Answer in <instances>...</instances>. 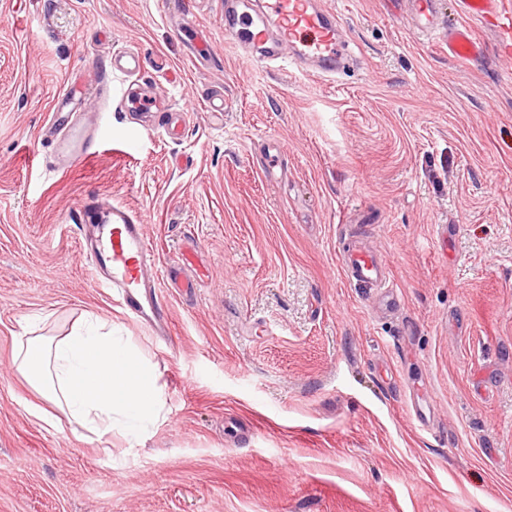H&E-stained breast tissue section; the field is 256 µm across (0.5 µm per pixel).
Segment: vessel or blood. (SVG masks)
Instances as JSON below:
<instances>
[{
	"instance_id": "b4317fda",
	"label": "vessel or blood",
	"mask_w": 512,
	"mask_h": 512,
	"mask_svg": "<svg viewBox=\"0 0 512 512\" xmlns=\"http://www.w3.org/2000/svg\"><path fill=\"white\" fill-rule=\"evenodd\" d=\"M464 15L481 20L499 33V51L512 54V0H460ZM248 0H226L224 36L240 46L260 48L259 63L274 66L288 61L295 68L317 62L321 73H335L342 60L338 42L340 23L315 8L314 0H267L265 15L249 12ZM277 21L276 33H269L266 16ZM448 51L466 62L481 55L483 45L475 32L457 24L448 29ZM87 137L72 128L61 142L74 159L88 155ZM82 229L92 262L95 282L117 290L126 315L138 322L162 326L164 317L158 303V285L147 277L154 255L141 220L121 204L105 212L88 215ZM341 262L345 273L368 286L389 282L385 264L370 250L357 244L344 247Z\"/></svg>"
}]
</instances>
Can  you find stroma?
Returning <instances> with one entry per match:
<instances>
[{"instance_id":"obj_1","label":"stroma","mask_w":512,"mask_h":512,"mask_svg":"<svg viewBox=\"0 0 512 512\" xmlns=\"http://www.w3.org/2000/svg\"><path fill=\"white\" fill-rule=\"evenodd\" d=\"M316 5L333 75L244 63L224 0H0V512H512V58L455 0L430 32L406 0ZM57 111L94 155L57 153ZM115 202L196 278L164 285L167 339L91 277L78 225ZM349 242L392 288L345 276ZM85 311L155 368L144 440L25 409L20 321ZM448 52L457 60L467 62L483 53V45L469 26L456 24L448 28Z\"/></svg>"}]
</instances>
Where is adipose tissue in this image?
Wrapping results in <instances>:
<instances>
[{
  "instance_id": "obj_1",
  "label": "adipose tissue",
  "mask_w": 512,
  "mask_h": 512,
  "mask_svg": "<svg viewBox=\"0 0 512 512\" xmlns=\"http://www.w3.org/2000/svg\"><path fill=\"white\" fill-rule=\"evenodd\" d=\"M13 363L35 393L28 412L54 428L66 417L84 435L112 432L141 438L163 422V390L129 337L85 312L61 335L25 324L16 337Z\"/></svg>"
}]
</instances>
